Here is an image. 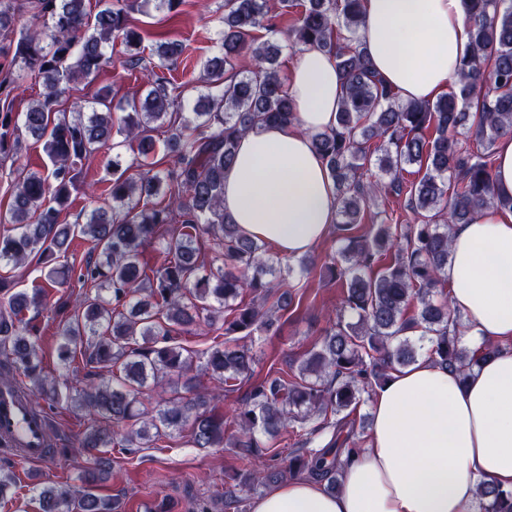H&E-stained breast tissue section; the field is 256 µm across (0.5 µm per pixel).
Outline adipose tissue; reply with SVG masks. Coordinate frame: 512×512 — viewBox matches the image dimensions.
Listing matches in <instances>:
<instances>
[{"mask_svg":"<svg viewBox=\"0 0 512 512\" xmlns=\"http://www.w3.org/2000/svg\"><path fill=\"white\" fill-rule=\"evenodd\" d=\"M357 37L400 99L448 92L471 50L467 0H363ZM289 91L295 121L258 124L224 175V210L240 233L283 256L311 251L337 222L336 186L313 137L336 126L343 90L333 55L304 48ZM464 340L493 346L467 376L424 358L376 391L370 435L338 491L294 478L250 512H481L479 485L512 491V208L456 225L444 273Z\"/></svg>","mask_w":512,"mask_h":512,"instance_id":"obj_1","label":"adipose tissue"}]
</instances>
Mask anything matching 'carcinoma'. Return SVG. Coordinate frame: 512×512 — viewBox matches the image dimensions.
I'll return each mask as SVG.
<instances>
[{"label":"carcinoma","instance_id":"cac0c4a2","mask_svg":"<svg viewBox=\"0 0 512 512\" xmlns=\"http://www.w3.org/2000/svg\"><path fill=\"white\" fill-rule=\"evenodd\" d=\"M297 9L295 24L281 30L269 15L267 0H224L218 49L205 61L204 87L194 103L171 94L170 80L141 66L145 92L117 109L103 88L89 102L73 96L75 85H89L112 59V41L128 47L142 44V29L130 13L138 0H32L23 17L12 0H0V68L29 88L40 87L23 112L13 111L10 94L16 80L0 82V159L16 157L23 136L43 142L52 163L45 174L22 165L15 169L12 202L0 218L9 228L0 233V266L13 268L31 260L47 269L46 283L14 290L0 276V406L4 398L26 406L45 419L42 403L84 408L119 427L134 428L114 441L115 431L91 425L81 446L87 453L110 448L133 453L137 440L159 441L189 431L196 448L240 450L242 476L259 479L258 464L282 440L292 422L323 419L304 444L329 428L317 448L292 456L288 465L266 473L268 482L306 474L339 488L342 457L352 450L354 413L391 374L414 363L421 350L439 366L465 373L482 354L458 345L461 317L444 292L452 226L467 224L474 213L496 203L491 190L489 149L512 133V0H469L473 18L472 53L449 91L434 101L403 102L372 71L360 49L357 31L362 0H281ZM284 36L298 46H313L334 55L344 98L336 128L313 137L336 184L337 230L345 241L338 257L325 265L330 280L340 284L343 298L336 322L320 345L306 353L298 373L284 371L253 378L252 348L231 343L248 337L272 314L291 304L290 264L275 266L267 243L242 236L224 212V172L234 160L238 139L257 123L293 117V101L281 75V43L259 40L256 32ZM181 40L159 44L153 55L168 70L182 62ZM250 58L251 66L239 63ZM475 125L483 149L463 153L458 137ZM166 133L165 151L176 163L154 170L153 133ZM137 145L135 164L121 167L112 159V178L95 188L78 183L82 159L118 147L114 133ZM386 188L405 195L417 224H375L374 233L353 236L361 223L367 197L378 183L363 180L374 153ZM416 164L423 175L405 178ZM138 172H131L132 168ZM82 193L91 210L83 224H63L62 208L72 193ZM164 205L152 204L156 196ZM82 236L102 260L85 261L78 282L84 292L74 300L61 338L58 375L43 373L27 313L44 307L56 288L57 260L69 254ZM209 238L224 256V266L206 271L199 243ZM162 241L163 262L150 267L140 261L143 248ZM109 286L110 298L102 296ZM270 309H265L266 304ZM222 322L227 340L202 351L172 343L173 327L186 332ZM87 347L91 361L108 369L110 378L78 388L71 368L77 350ZM209 374L229 391L238 381H252L243 407L233 420L215 412L210 402L220 388L192 397H159L143 408L145 388L164 389L173 378L196 388L194 369ZM234 433L227 434L228 429ZM73 495L54 486H32L39 512H117L116 503L94 489L111 474L112 460L90 458ZM487 500L483 512H512V493L482 483Z\"/></svg>","mask_w":512,"mask_h":512}]
</instances>
